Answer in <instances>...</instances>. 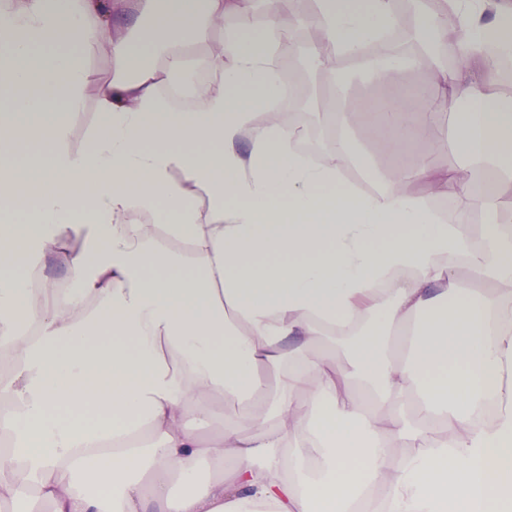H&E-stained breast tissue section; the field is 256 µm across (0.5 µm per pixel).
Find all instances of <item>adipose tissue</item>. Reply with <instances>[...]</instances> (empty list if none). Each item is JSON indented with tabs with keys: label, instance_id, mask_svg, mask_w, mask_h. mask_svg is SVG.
Masks as SVG:
<instances>
[{
	"label": "adipose tissue",
	"instance_id": "obj_1",
	"mask_svg": "<svg viewBox=\"0 0 512 512\" xmlns=\"http://www.w3.org/2000/svg\"><path fill=\"white\" fill-rule=\"evenodd\" d=\"M156 2L0 0V215L26 214L0 226V247L39 259L0 267V504L512 512V10L425 0L431 39L460 19L462 63L405 89L414 61L388 55L398 100L357 107L374 150L400 158L397 178L458 186L444 223L421 197L348 183L345 165L367 156L347 133L317 162L277 117L290 19L308 13L323 32L309 54L332 81V60L396 25V0H264L258 21L251 0H203L110 35L113 12ZM229 13L224 53L190 55ZM104 50L115 72L102 82ZM91 86L97 124L75 149L67 131ZM460 101L456 153L502 170L478 195L467 168L425 147ZM160 210L166 223L142 224ZM77 232L84 248L65 253ZM59 257L67 288L39 269ZM462 265L494 292L461 288Z\"/></svg>",
	"mask_w": 512,
	"mask_h": 512
}]
</instances>
